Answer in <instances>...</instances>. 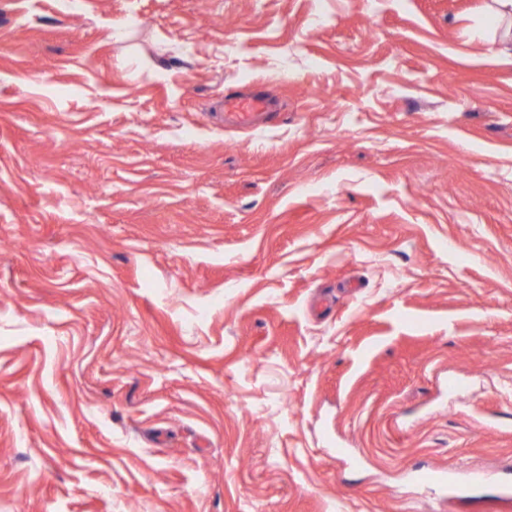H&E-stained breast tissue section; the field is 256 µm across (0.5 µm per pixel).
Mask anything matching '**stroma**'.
I'll return each instance as SVG.
<instances>
[{
	"label": "stroma",
	"instance_id": "35a3bbf8",
	"mask_svg": "<svg viewBox=\"0 0 512 512\" xmlns=\"http://www.w3.org/2000/svg\"><path fill=\"white\" fill-rule=\"evenodd\" d=\"M491 5L0 0V512H512ZM225 107H230L235 112H225L224 120L228 118L231 124L256 127L262 121V117L270 112L263 111L269 108L270 101L256 94L251 97H227Z\"/></svg>",
	"mask_w": 512,
	"mask_h": 512
}]
</instances>
